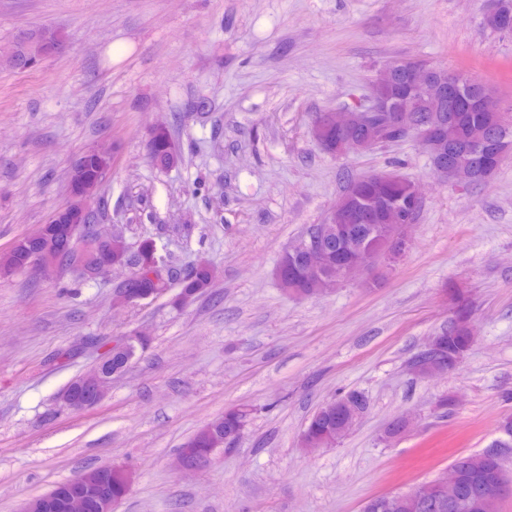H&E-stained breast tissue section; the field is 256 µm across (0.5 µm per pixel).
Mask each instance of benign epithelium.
I'll return each instance as SVG.
<instances>
[{
	"label": "benign epithelium",
	"mask_w": 512,
	"mask_h": 512,
	"mask_svg": "<svg viewBox=\"0 0 512 512\" xmlns=\"http://www.w3.org/2000/svg\"><path fill=\"white\" fill-rule=\"evenodd\" d=\"M398 64L407 69L411 86L416 95L436 96L443 94L453 87V77L435 84L432 82L430 70L417 59L401 58ZM481 99L488 107H495L496 121L501 125L509 122L512 114L504 111L499 106L496 96L491 88L482 86ZM363 126L369 129V136L361 141H355L347 136L354 127ZM336 130V140L332 146V154L344 156L350 153H360L372 150L378 146L414 138L425 150L427 155L439 156L445 151L448 142V126L441 120H430L425 123L416 121L414 113L405 104H394L383 97L371 93L366 102L354 109L342 112H327L323 122L312 129V134L317 142L325 138L324 129ZM512 158V141L501 137L496 140L492 159L485 163L480 173H475L471 167L462 165H448L444 162H436L433 165L435 172L442 178L453 181L458 185H469L475 177H481V181H488L499 169L501 163ZM112 170V165L102 168L100 175L95 180L87 179L83 172L78 170L70 175L69 194L71 200L88 206V202L96 193L98 187L106 180ZM371 176L381 181H404L408 184L410 200L423 205V196L416 182L398 173L379 171L371 173ZM372 206L380 208L384 212V223L371 224L366 227L364 239L350 250L348 258L339 265L338 281L343 282L355 275L369 271L377 261L391 260L404 249L408 237L407 229L417 222V211L413 206L399 207L383 201H374ZM361 219V216L344 210V201L337 199L328 217V223L336 227V237L348 240L352 237L351 223ZM94 259L89 264L82 265V269L90 276H95L108 268L112 263L102 261V256L112 255V239H97L93 247ZM330 257L317 239L305 236L283 253L278 265L277 273L284 276L300 272L303 280L312 282L316 280L324 266L329 263ZM119 295L126 303H136L141 300L153 299L159 296V291H144L131 286L119 288ZM111 361L101 358L93 370L82 376L79 387L75 390L65 389L62 398L64 402L75 410H85L94 407L103 400L108 386L112 383ZM224 450V444L209 448L205 452L192 447L187 443L181 449L178 464L188 471L199 469V465L210 461L218 452ZM486 455L473 454L459 458L452 463L448 470L440 477L441 488L453 489L458 483L462 468H485ZM512 461L509 455H500L495 460L491 470V479L497 488L495 496L485 504L486 512H498L499 502L505 496L512 495V476L508 474V463ZM118 478L130 488L132 475L127 470L120 473L112 471V467H100L95 470L93 476H79L68 481L70 485H81L83 489L76 491L67 498L68 512H114L117 502L112 497L103 494L100 488L103 483ZM437 495L429 483L421 484L408 493H395L384 495L378 504L380 512H400L410 500H422Z\"/></svg>",
	"instance_id": "7a95c632"
}]
</instances>
